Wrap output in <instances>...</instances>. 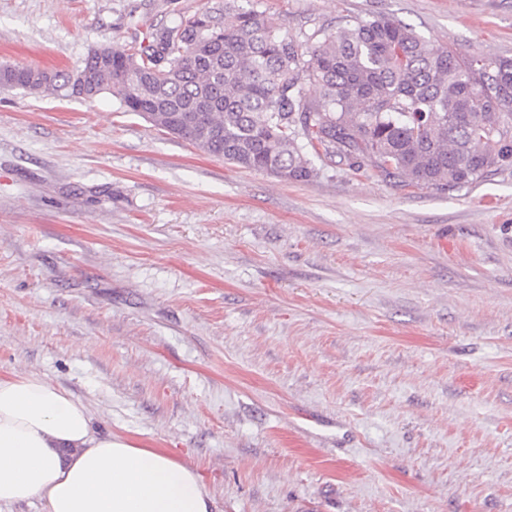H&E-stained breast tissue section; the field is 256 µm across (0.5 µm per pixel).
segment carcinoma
Listing matches in <instances>:
<instances>
[{"instance_id":"cac0c4a2","label":"carcinoma","mask_w":512,"mask_h":512,"mask_svg":"<svg viewBox=\"0 0 512 512\" xmlns=\"http://www.w3.org/2000/svg\"><path fill=\"white\" fill-rule=\"evenodd\" d=\"M31 85L112 92L200 150L290 182L323 156L450 191L512 165V58L437 47L386 17L349 19L306 50L266 13L215 0L137 46L92 49L75 77L0 66V86Z\"/></svg>"}]
</instances>
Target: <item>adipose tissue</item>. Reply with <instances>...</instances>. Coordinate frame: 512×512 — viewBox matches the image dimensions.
Returning a JSON list of instances; mask_svg holds the SVG:
<instances>
[{
	"label": "adipose tissue",
	"instance_id": "1",
	"mask_svg": "<svg viewBox=\"0 0 512 512\" xmlns=\"http://www.w3.org/2000/svg\"><path fill=\"white\" fill-rule=\"evenodd\" d=\"M35 497L46 512H211L191 466L98 434L83 402L39 376H0V512Z\"/></svg>",
	"mask_w": 512,
	"mask_h": 512
}]
</instances>
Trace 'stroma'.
<instances>
[{
	"label": "stroma",
	"mask_w": 512,
	"mask_h": 512,
	"mask_svg": "<svg viewBox=\"0 0 512 512\" xmlns=\"http://www.w3.org/2000/svg\"><path fill=\"white\" fill-rule=\"evenodd\" d=\"M208 0H0V64L77 73ZM512 58V0H240ZM285 182L119 98L0 87V376L192 466L212 512H512V167Z\"/></svg>",
	"instance_id": "stroma-1"
}]
</instances>
